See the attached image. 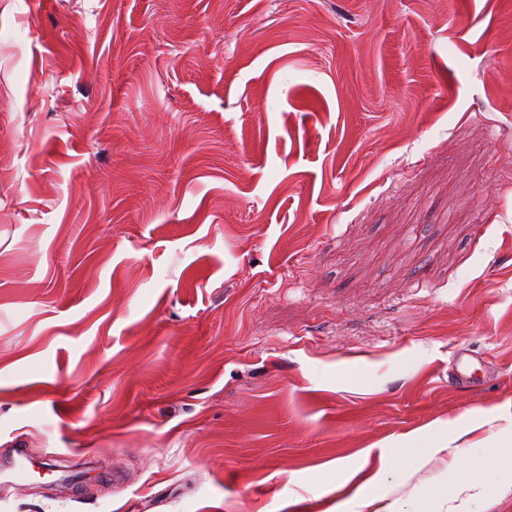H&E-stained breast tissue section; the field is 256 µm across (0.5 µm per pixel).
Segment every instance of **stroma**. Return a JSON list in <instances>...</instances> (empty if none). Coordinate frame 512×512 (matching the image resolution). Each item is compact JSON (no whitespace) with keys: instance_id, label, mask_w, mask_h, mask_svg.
I'll return each mask as SVG.
<instances>
[{"instance_id":"obj_1","label":"stroma","mask_w":512,"mask_h":512,"mask_svg":"<svg viewBox=\"0 0 512 512\" xmlns=\"http://www.w3.org/2000/svg\"><path fill=\"white\" fill-rule=\"evenodd\" d=\"M511 437L512 0H0V512H512Z\"/></svg>"}]
</instances>
